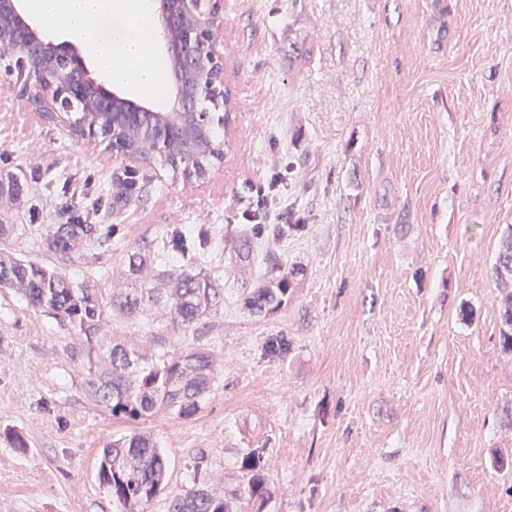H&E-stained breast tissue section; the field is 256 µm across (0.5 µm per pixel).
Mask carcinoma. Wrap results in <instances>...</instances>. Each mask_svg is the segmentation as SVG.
I'll return each instance as SVG.
<instances>
[{"instance_id": "obj_1", "label": "carcinoma", "mask_w": 512, "mask_h": 512, "mask_svg": "<svg viewBox=\"0 0 512 512\" xmlns=\"http://www.w3.org/2000/svg\"><path fill=\"white\" fill-rule=\"evenodd\" d=\"M197 113L202 133L187 137L173 115L156 132L132 130L128 146L143 162L170 163L179 157V169L201 176L210 161L224 157L221 128L231 121V98L224 92V111H211V103H199ZM295 212L288 211L286 224H250L237 256L244 261L253 249L265 247L266 279L247 291L244 306L252 314L267 315L288 305L298 287V269L284 264L271 240L302 231ZM37 232L46 250L63 261L89 255L101 263L98 252L116 231L114 224L70 221L34 229L24 224L0 223V243L23 232ZM204 229L186 233L174 228L158 243H144L127 250L123 263L131 277L127 288H107L101 280L75 282L55 268L28 261L0 248V288H13L33 308L53 315L85 340L87 385L94 401L113 418L146 421L160 413L177 418L195 415L217 384L216 359L200 346L179 353L166 349V337L156 336V350L143 352L117 341L110 331L112 312L135 317L156 310L183 333L195 335L198 322L224 303V285L214 269L204 267L200 255L208 246ZM495 279L512 280V225L507 227L502 251L494 267ZM500 336L512 351V292L502 289ZM260 455L252 451L245 465L251 471L245 494L247 504L262 509L270 500L269 486L256 468ZM166 459L156 442L144 433L133 432L112 440L102 449L99 481L112 495L117 512H144L164 487ZM169 512H239L236 499L201 487L174 497Z\"/></svg>"}]
</instances>
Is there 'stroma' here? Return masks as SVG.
I'll return each instance as SVG.
<instances>
[{
    "label": "stroma",
    "mask_w": 512,
    "mask_h": 512,
    "mask_svg": "<svg viewBox=\"0 0 512 512\" xmlns=\"http://www.w3.org/2000/svg\"><path fill=\"white\" fill-rule=\"evenodd\" d=\"M294 35L310 47L297 60ZM217 37L234 110L200 177L129 164L0 85V182L21 185L0 194V222L112 224L121 250L201 227L227 272L197 336L112 316L137 348L165 336L218 361L195 416L134 425L92 400L83 338L0 288V512H116L101 450L135 429L168 463L145 512L202 484L243 492L255 449L264 512H512L493 276L512 224V0H224ZM277 173L306 224L276 247L299 286L258 317L242 291L262 253L235 268L228 255L248 187Z\"/></svg>",
    "instance_id": "stroma-1"
}]
</instances>
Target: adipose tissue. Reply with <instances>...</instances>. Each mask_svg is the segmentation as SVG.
<instances>
[{
	"mask_svg": "<svg viewBox=\"0 0 512 512\" xmlns=\"http://www.w3.org/2000/svg\"><path fill=\"white\" fill-rule=\"evenodd\" d=\"M26 9L45 26L64 27L84 43L105 82L157 95L162 83L159 33L148 0H26ZM121 17L115 40L90 36L93 22Z\"/></svg>",
	"mask_w": 512,
	"mask_h": 512,
	"instance_id": "ef3b65f1",
	"label": "adipose tissue"
}]
</instances>
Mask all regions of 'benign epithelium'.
Returning a JSON list of instances; mask_svg holds the SVG:
<instances>
[{"instance_id": "7a95c632", "label": "benign epithelium", "mask_w": 512, "mask_h": 512, "mask_svg": "<svg viewBox=\"0 0 512 512\" xmlns=\"http://www.w3.org/2000/svg\"><path fill=\"white\" fill-rule=\"evenodd\" d=\"M160 23L173 77L171 112H179L189 136L198 133L193 122L204 94L224 90V45L201 35L224 25V0H151ZM38 66L15 85L16 96L39 105L43 112H66L77 101L96 125L112 128V151L130 162L141 158L119 147L121 139L155 110L109 92L89 75L81 54L71 46L43 39L21 13V0H0V80L11 81L14 67L28 59Z\"/></svg>"}]
</instances>
